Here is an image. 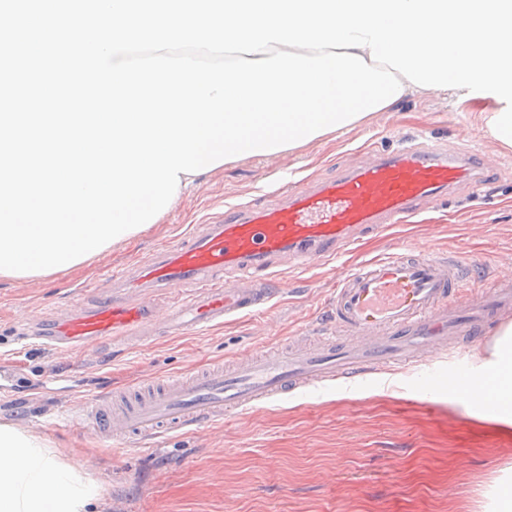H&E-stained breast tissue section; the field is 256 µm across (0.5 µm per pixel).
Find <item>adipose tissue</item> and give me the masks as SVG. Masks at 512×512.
Returning <instances> with one entry per match:
<instances>
[{"label": "adipose tissue", "instance_id": "ef3b65f1", "mask_svg": "<svg viewBox=\"0 0 512 512\" xmlns=\"http://www.w3.org/2000/svg\"><path fill=\"white\" fill-rule=\"evenodd\" d=\"M448 388L484 418L512 425V321L468 375L449 376ZM98 495L97 481L48 439L0 424V512H87Z\"/></svg>", "mask_w": 512, "mask_h": 512}]
</instances>
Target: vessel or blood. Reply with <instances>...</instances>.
Here are the masks:
<instances>
[{"label": "vessel or blood", "instance_id": "vessel-or-blood-1", "mask_svg": "<svg viewBox=\"0 0 512 512\" xmlns=\"http://www.w3.org/2000/svg\"><path fill=\"white\" fill-rule=\"evenodd\" d=\"M365 155L335 176L307 184L285 178L273 199L218 213L94 289L92 303L41 321L30 338L81 350L106 340L189 336L243 317L274 331L270 269L282 258L303 269L349 253L370 231L414 222L457 185L480 189L501 169L499 158L429 138L394 149L371 144ZM473 264L408 246L338 270L330 328L314 347L245 350L227 368L144 383L118 403L88 399L77 423L99 442L129 446L220 423L326 381L462 353L512 310L511 284L467 287Z\"/></svg>", "mask_w": 512, "mask_h": 512}]
</instances>
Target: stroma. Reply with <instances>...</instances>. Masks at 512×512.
<instances>
[{
    "instance_id": "35a3bbf8",
    "label": "stroma",
    "mask_w": 512,
    "mask_h": 512,
    "mask_svg": "<svg viewBox=\"0 0 512 512\" xmlns=\"http://www.w3.org/2000/svg\"><path fill=\"white\" fill-rule=\"evenodd\" d=\"M496 109L489 100L462 106L434 93L407 99L336 138L204 176L159 223L89 263L36 282L0 281V424L48 438L63 458L82 463L101 487L94 512H493L500 487L512 485V426L483 419L448 397L449 375L470 369L476 347L460 358L311 388L220 425L129 447L96 443L53 419L143 379L199 372L244 349H284L302 334L317 340L344 261L424 245L478 257L474 280L511 274L512 148L486 131L487 115ZM420 135L499 156L505 166L482 192L461 191L416 223L369 237L344 260L304 273L280 267L274 281L288 288L273 308L278 334H259L244 318L146 347L106 343L57 351L16 343L24 315L82 307L91 287L107 284L166 239L264 196L278 176L326 178L351 162L364 142L394 148Z\"/></svg>"
}]
</instances>
